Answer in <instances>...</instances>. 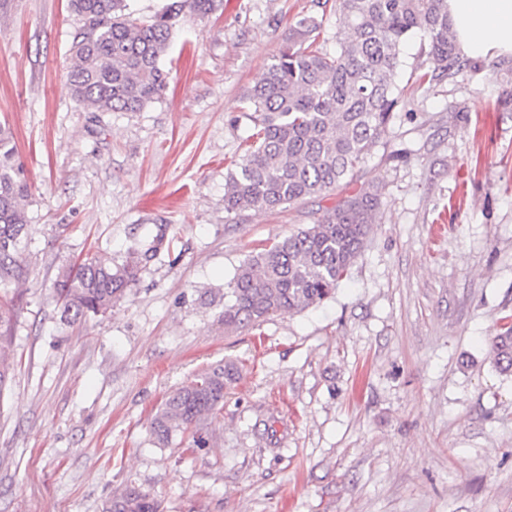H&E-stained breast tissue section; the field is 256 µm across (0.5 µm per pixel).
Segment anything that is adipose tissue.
<instances>
[{
	"label": "adipose tissue",
	"instance_id": "obj_1",
	"mask_svg": "<svg viewBox=\"0 0 512 512\" xmlns=\"http://www.w3.org/2000/svg\"><path fill=\"white\" fill-rule=\"evenodd\" d=\"M448 16L465 55L512 54V0H448Z\"/></svg>",
	"mask_w": 512,
	"mask_h": 512
}]
</instances>
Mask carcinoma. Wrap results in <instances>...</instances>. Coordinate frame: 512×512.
I'll return each instance as SVG.
<instances>
[{"label":"carcinoma","instance_id":"1","mask_svg":"<svg viewBox=\"0 0 512 512\" xmlns=\"http://www.w3.org/2000/svg\"><path fill=\"white\" fill-rule=\"evenodd\" d=\"M68 4L79 20L69 48L73 98L91 112H139L167 89L169 72L160 59L174 29L189 16L219 11L223 0H171L148 23L125 14V0ZM338 12L336 53L318 43L323 21L304 16L296 33L308 45L288 41L265 77L248 90L253 133L228 169L225 211L274 210L349 185L401 103L397 78L410 34L428 42L431 82L482 69L460 52L446 0H339ZM16 153L11 132L0 125V288L27 274L28 185ZM379 204L376 189L345 195L315 224L249 255L224 292V328L259 324L330 298L362 251ZM155 252V245L134 250L120 264L93 254L62 269L57 280L62 317L74 323L106 314L126 297L142 261ZM16 309L14 297H0V393L9 380ZM491 352L495 367L512 373V315L501 318ZM237 374L227 362L174 390L152 420L156 442L167 445L216 413ZM104 512H162V507L127 486L112 495Z\"/></svg>","mask_w":512,"mask_h":512}]
</instances>
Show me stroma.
Returning <instances> with one entry per match:
<instances>
[{
    "mask_svg": "<svg viewBox=\"0 0 512 512\" xmlns=\"http://www.w3.org/2000/svg\"><path fill=\"white\" fill-rule=\"evenodd\" d=\"M336 0H224L176 27L165 94L139 112L71 95L67 0H0V125L29 187V274L13 287L14 365L0 394V512H103L132 484L165 512H512V375L490 341L512 315V80L416 78L348 186L379 189L367 242L333 298L253 327L219 319L248 255L332 209H224L252 123L246 93L298 19ZM161 245L106 315L65 321L61 268ZM209 304H202L201 295ZM216 415L158 445L167 395L225 362Z\"/></svg>",
    "mask_w": 512,
    "mask_h": 512,
    "instance_id": "1",
    "label": "stroma"
}]
</instances>
